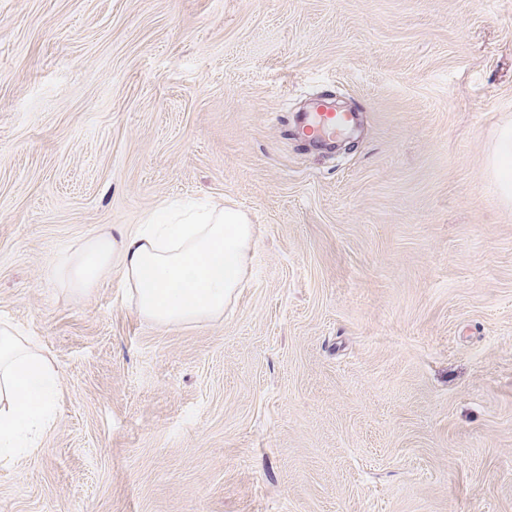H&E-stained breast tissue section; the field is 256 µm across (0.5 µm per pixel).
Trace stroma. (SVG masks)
I'll return each mask as SVG.
<instances>
[{
	"mask_svg": "<svg viewBox=\"0 0 512 512\" xmlns=\"http://www.w3.org/2000/svg\"><path fill=\"white\" fill-rule=\"evenodd\" d=\"M508 124L512 0H0V319L61 375L0 512H512ZM191 198L257 226L223 317L48 278ZM304 118L300 122L298 134L305 140H319L323 143L334 144L335 133L352 128L356 118L352 113L345 115L336 114L329 110L318 109L311 112H304ZM349 113L350 115H348ZM493 168L499 180L503 196L512 197V129L504 128L495 144Z\"/></svg>",
	"mask_w": 512,
	"mask_h": 512,
	"instance_id": "1",
	"label": "stroma"
}]
</instances>
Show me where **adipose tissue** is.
<instances>
[{"mask_svg": "<svg viewBox=\"0 0 512 512\" xmlns=\"http://www.w3.org/2000/svg\"><path fill=\"white\" fill-rule=\"evenodd\" d=\"M253 240L244 212L198 206L173 224L152 216L133 228L114 225L59 256L49 275L82 295L116 272L146 321L198 323L223 315L247 273ZM59 382L52 359L21 329L0 321V460L36 447L51 424Z\"/></svg>", "mask_w": 512, "mask_h": 512, "instance_id": "1", "label": "adipose tissue"}]
</instances>
